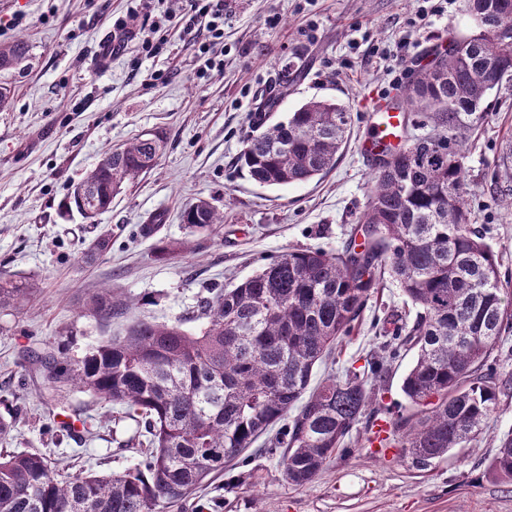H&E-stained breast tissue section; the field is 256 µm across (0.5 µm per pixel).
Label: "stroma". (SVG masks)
Here are the masks:
<instances>
[{
  "mask_svg": "<svg viewBox=\"0 0 512 512\" xmlns=\"http://www.w3.org/2000/svg\"><path fill=\"white\" fill-rule=\"evenodd\" d=\"M183 0H155L167 43L152 58L137 47L98 57L114 19L130 0H0V42L29 45L26 60L0 71L12 100L0 110V273L35 280L38 296L23 310L0 311V415L22 411L24 421L7 450L39 451L62 474L89 468L124 472L133 454L119 450L137 422L120 409L77 390H45L30 354L67 348L72 358L138 321L173 323L196 312L209 289L231 288L264 263L293 250L341 248L364 212L374 170L359 144L366 135L362 106L391 98L449 32H469L465 0H450L444 16L409 31L416 0H226L224 69L200 73L193 35L167 21ZM407 50H399L400 39ZM288 85L275 112L283 117L312 99L346 105L353 117L333 168L310 181L265 187L240 170L237 158L251 132L263 92ZM160 132L167 147L157 165L112 200L96 223L62 216L73 183L102 151ZM512 145V77L491 93L485 120L463 140L465 178L476 224L482 225L503 279L512 282V195H493L496 163ZM209 200L222 224L193 233L182 222L187 204ZM154 224V236L142 233ZM111 233L109 249L92 242ZM177 257L159 258L168 244ZM112 291L124 310L103 321L85 309L90 295ZM397 313L412 322L416 308L392 279L368 303L359 329L335 352L332 368L377 352L375 319ZM80 414L84 424L61 440L44 435L50 419ZM512 431V396L502 398L485 432L421 469L401 448L370 445L354 430L352 457L332 460L309 484L288 485L275 457L251 462L256 481L239 482L227 468L184 512L223 497L225 512H512V481L488 477L498 439Z\"/></svg>",
  "mask_w": 512,
  "mask_h": 512,
  "instance_id": "1",
  "label": "stroma"
}]
</instances>
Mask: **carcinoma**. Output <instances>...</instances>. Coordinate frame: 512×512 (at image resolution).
Returning <instances> with one entry per match:
<instances>
[{
  "instance_id": "cac0c4a2",
  "label": "carcinoma",
  "mask_w": 512,
  "mask_h": 512,
  "mask_svg": "<svg viewBox=\"0 0 512 512\" xmlns=\"http://www.w3.org/2000/svg\"><path fill=\"white\" fill-rule=\"evenodd\" d=\"M468 33H451L453 48L414 73L400 102L426 115L436 133L417 136L377 156L372 189L354 233L363 241L334 253L290 251L199 306V332L182 323L138 322L72 358L66 349L38 359L48 389L73 388L144 420L148 449L125 472L81 471L58 479L45 454L0 452V512H173L224 464L240 460L271 429L264 452L278 459L282 480L312 482L336 457L354 453L353 429L386 387L401 351L416 350L401 390L412 413L393 422V436L413 465L463 448L484 431L500 397L512 392L499 345L512 330V290L483 232L473 227L464 179L462 131L486 116L491 91L512 76V0H467ZM23 38L0 44V70L27 56ZM352 117L328 99H313L282 120L253 121L239 163L264 186L303 183L328 173ZM159 134L104 151L74 184L65 211L112 198L157 164ZM188 228L207 230L224 215L207 200L182 212ZM418 308L412 323L395 314L375 320L380 351L311 385L323 359L350 337L384 274ZM32 279L0 274V310L37 296ZM103 289L88 313L112 318ZM488 472L512 481V433L499 438Z\"/></svg>"
}]
</instances>
